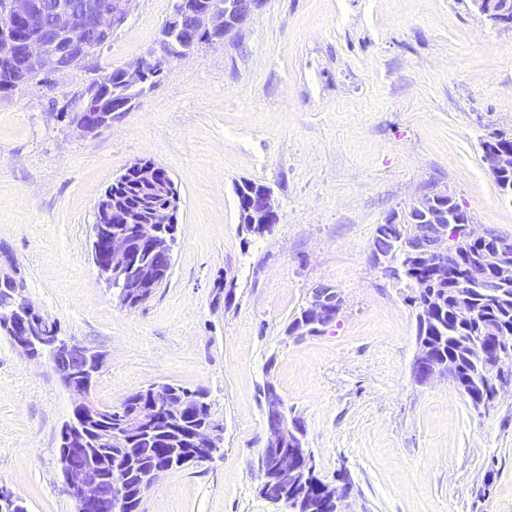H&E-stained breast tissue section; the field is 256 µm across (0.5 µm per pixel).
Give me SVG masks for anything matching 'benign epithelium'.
Wrapping results in <instances>:
<instances>
[{"label":"benign epithelium","instance_id":"benign-epithelium-1","mask_svg":"<svg viewBox=\"0 0 512 512\" xmlns=\"http://www.w3.org/2000/svg\"><path fill=\"white\" fill-rule=\"evenodd\" d=\"M133 0H8L4 19L0 21V65L14 64V48L21 46L23 70L16 76L28 74L39 77L48 71H61L78 66L101 48L108 37L120 27L130 14ZM261 0H210L203 9L191 14L189 30L209 34L212 42L230 39L250 22ZM481 16L498 28L512 29V3L506 0H472ZM165 41H159V49L122 67L123 81L130 86L146 83L154 69L164 63ZM111 95L99 96V102L86 113L82 124L75 126L80 134L95 135L112 123L111 114L129 112L139 105L140 99H117L109 103ZM500 138L492 136L482 145V162L493 179L512 169V148L498 144ZM142 184L155 183L156 166L138 161L132 164ZM447 187H435L433 193L416 198L419 216L412 218L413 225L405 238L407 247L442 268L452 265L454 254L448 251L447 224L455 225V231L471 240L489 238L487 232H476L470 213L449 219L434 212L436 198L447 194ZM169 203L151 211L146 219H139L118 203L112 201V193L106 192L97 204L101 223L92 225L91 259L98 277L113 291V298L124 307L135 308L149 300L160 287L165 273L148 264L132 262L131 257L142 251L154 252L165 247L160 229L175 223L180 209L178 194H169ZM254 205L268 215L272 223L280 221V215L272 191L254 199ZM116 225L105 233L102 225ZM5 303L13 307L12 313L31 320V323L15 324L12 318L0 321V330L23 354L37 357L31 345L36 341L50 352L63 358L65 365L56 373L72 397L73 418L67 421L63 432V447L59 463L65 486L75 502L76 512H112V491L106 482L112 476L104 475L101 466L92 459L81 466H72L67 458L70 453L85 451L84 433L78 427L82 416L96 417L106 413L91 399V389L102 369L103 358L70 341L62 340L58 333H43V326L53 324L35 306L25 299L14 300L4 293ZM343 307L340 292L332 287L318 286L312 289L307 300L308 315L303 317L294 332L314 334L321 332L335 321ZM421 368L425 376L421 383L428 384L435 378L449 374L448 367L430 359L423 349H418L412 368ZM265 416L273 419L266 425L267 439L261 451L263 460L262 479L272 483L298 471V464L311 460V449L305 447V437L288 418L283 400L274 387L265 390ZM157 408L140 406L123 414L118 425L100 433L97 443L108 448L121 447L126 437L133 433L148 434L156 419ZM224 428L203 423L192 436L196 446L197 462L212 461L220 452Z\"/></svg>","mask_w":512,"mask_h":512}]
</instances>
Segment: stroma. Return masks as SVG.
I'll list each match as a JSON object with an SVG mask.
<instances>
[{"label":"stroma","instance_id":"stroma-1","mask_svg":"<svg viewBox=\"0 0 512 512\" xmlns=\"http://www.w3.org/2000/svg\"><path fill=\"white\" fill-rule=\"evenodd\" d=\"M171 6L135 0L88 63L0 92V246L25 297L104 355L92 399L202 388L224 427L222 455L166 472L142 512H281L258 494L269 385L320 478H349L343 512H512V387L485 411L446 377L416 383L412 291L371 261L378 224L433 183L512 238V202L481 159L482 140L512 133V30L470 0H262L229 42L169 59L112 126L76 133L63 107L156 48ZM139 159L168 172L182 207L169 280L129 310L91 263L90 231ZM245 180L279 207L261 236L239 227ZM319 285L340 290L339 316L289 335ZM71 410L51 366L0 332V486L27 512H75L58 454Z\"/></svg>","mask_w":512,"mask_h":512}]
</instances>
